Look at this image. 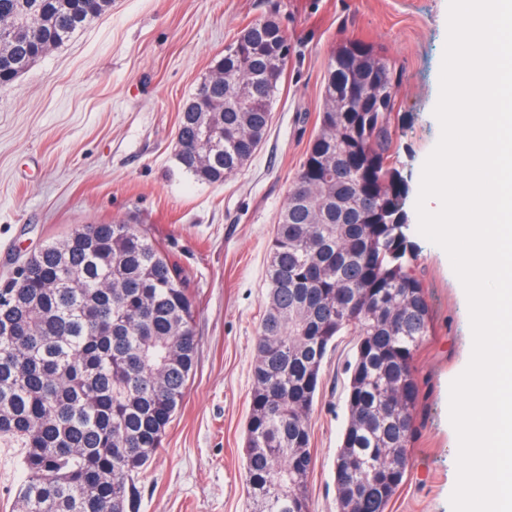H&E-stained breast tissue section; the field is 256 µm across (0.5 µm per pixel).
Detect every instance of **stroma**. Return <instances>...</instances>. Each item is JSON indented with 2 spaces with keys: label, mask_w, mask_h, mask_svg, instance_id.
<instances>
[{
  "label": "stroma",
  "mask_w": 512,
  "mask_h": 512,
  "mask_svg": "<svg viewBox=\"0 0 512 512\" xmlns=\"http://www.w3.org/2000/svg\"><path fill=\"white\" fill-rule=\"evenodd\" d=\"M276 16L290 53L272 124L230 180L202 183L176 159L180 112L246 24ZM448 0H112L111 8L0 87V280L47 240L79 224L147 232L179 265L199 338L186 397L139 485V512H250L244 486L251 369L278 215L305 156L336 45L358 39L401 72L395 149L417 222ZM416 275L431 334L414 357L421 388L409 477L390 512H452L457 434L451 382L472 345L465 291L447 253L420 233ZM340 336L310 419L312 512H336L334 461L346 421Z\"/></svg>",
  "instance_id": "35a3bbf8"
}]
</instances>
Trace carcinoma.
<instances>
[{
	"instance_id": "carcinoma-1",
	"label": "carcinoma",
	"mask_w": 512,
	"mask_h": 512,
	"mask_svg": "<svg viewBox=\"0 0 512 512\" xmlns=\"http://www.w3.org/2000/svg\"><path fill=\"white\" fill-rule=\"evenodd\" d=\"M112 0H0L8 80ZM40 26L30 28V22ZM288 34L244 26L216 62L224 79L180 114L177 161L196 180L235 175L266 138ZM376 78V100L358 87ZM396 65L347 40L324 76L318 126L279 214L266 270L246 423L252 512H311L310 416L336 337L352 336L336 512H389L409 476L413 361L431 333L413 268L408 182L393 161ZM342 163L336 181L326 173ZM177 265L129 224L76 226L0 281V448L20 449L16 512H138L139 488L183 403L199 345Z\"/></svg>"
}]
</instances>
